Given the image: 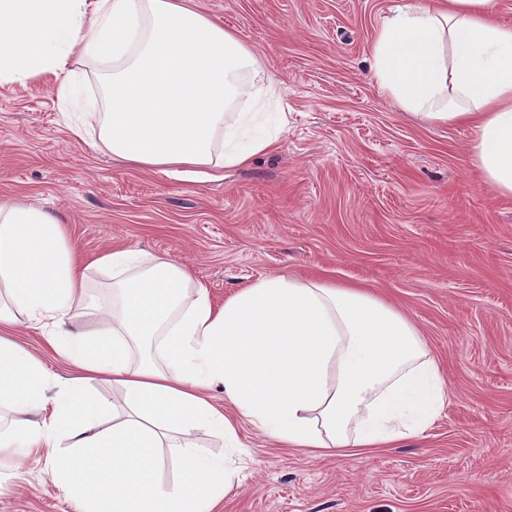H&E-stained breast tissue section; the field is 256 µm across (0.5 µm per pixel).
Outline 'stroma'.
I'll list each match as a JSON object with an SVG mask.
<instances>
[{
    "label": "stroma",
    "mask_w": 512,
    "mask_h": 512,
    "mask_svg": "<svg viewBox=\"0 0 512 512\" xmlns=\"http://www.w3.org/2000/svg\"><path fill=\"white\" fill-rule=\"evenodd\" d=\"M408 0H192L272 70L288 124L245 167L188 178L112 156L99 140L105 69L74 62L72 114L48 77L0 85V201L59 214L84 256L124 246L182 263L223 304L267 276L354 283L420 329L450 385L423 436L313 458L247 423L218 512H512V196L471 165L474 134L393 105L373 41ZM112 275L91 270L72 328H102ZM11 336L50 374L71 367L32 323ZM53 459L0 451V512H77Z\"/></svg>",
    "instance_id": "obj_1"
}]
</instances>
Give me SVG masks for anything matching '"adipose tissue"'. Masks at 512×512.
I'll list each match as a JSON object with an SVG mask.
<instances>
[{
    "label": "adipose tissue",
    "mask_w": 512,
    "mask_h": 512,
    "mask_svg": "<svg viewBox=\"0 0 512 512\" xmlns=\"http://www.w3.org/2000/svg\"><path fill=\"white\" fill-rule=\"evenodd\" d=\"M496 0L396 7L373 45L390 101L432 123L472 128L471 162L512 195V26ZM106 65L100 141L146 169L237 168L273 147L281 112L253 111L273 74L235 33L184 0H0V84L57 75L78 93L72 61ZM112 273L106 327L67 329L90 269ZM0 446L42 448L78 512H216L233 482L228 459L184 449L202 430L241 447L231 405L265 437L310 456L387 448L423 435L450 390L417 327L356 285L270 276L214 306L205 285L167 257L116 248L77 256L63 222L33 205L0 203ZM53 323L46 344L77 373L48 395L43 362L4 337L23 316ZM159 360L133 364L140 340ZM121 390L113 407L89 390ZM41 421L30 424L29 415ZM108 430H100L104 419ZM180 473L156 477L159 447Z\"/></svg>",
    "instance_id": "1"
}]
</instances>
